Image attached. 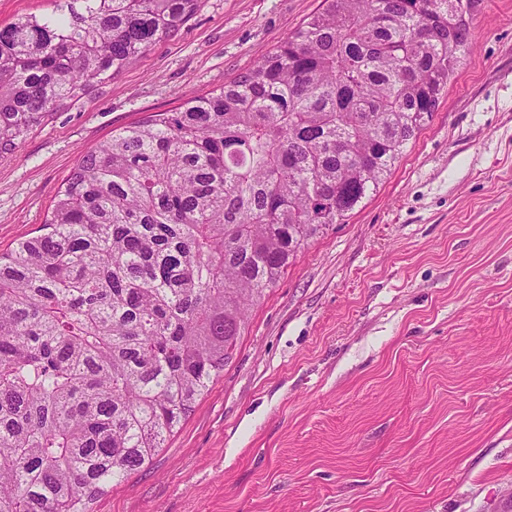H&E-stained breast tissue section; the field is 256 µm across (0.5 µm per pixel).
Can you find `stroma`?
<instances>
[{"instance_id": "obj_1", "label": "stroma", "mask_w": 512, "mask_h": 512, "mask_svg": "<svg viewBox=\"0 0 512 512\" xmlns=\"http://www.w3.org/2000/svg\"><path fill=\"white\" fill-rule=\"evenodd\" d=\"M322 0H202L0 156V252L113 131L252 68ZM432 121L252 313L223 372L91 512H512V0H480Z\"/></svg>"}]
</instances>
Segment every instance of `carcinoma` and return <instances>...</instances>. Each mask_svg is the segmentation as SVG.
<instances>
[{
    "label": "carcinoma",
    "instance_id": "1",
    "mask_svg": "<svg viewBox=\"0 0 512 512\" xmlns=\"http://www.w3.org/2000/svg\"><path fill=\"white\" fill-rule=\"evenodd\" d=\"M201 0H51L0 26V154ZM478 0H322L251 70L112 133L0 253V512H88L150 461L250 313L376 190L471 52Z\"/></svg>",
    "mask_w": 512,
    "mask_h": 512
}]
</instances>
